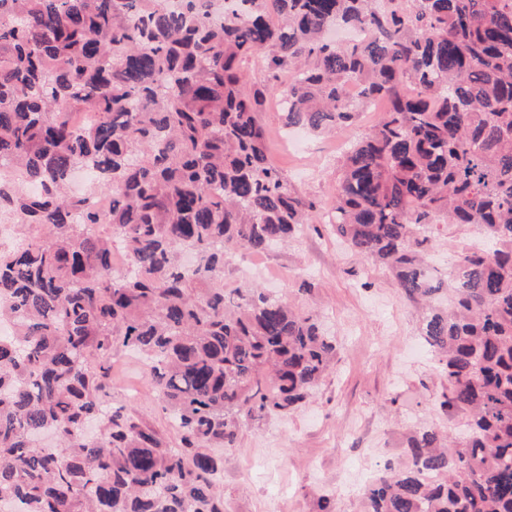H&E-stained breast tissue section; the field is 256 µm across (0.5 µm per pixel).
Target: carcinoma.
Wrapping results in <instances>:
<instances>
[{
	"label": "carcinoma",
	"instance_id": "1",
	"mask_svg": "<svg viewBox=\"0 0 512 512\" xmlns=\"http://www.w3.org/2000/svg\"><path fill=\"white\" fill-rule=\"evenodd\" d=\"M332 27L370 37L339 46ZM273 95L317 134L385 102L341 159L331 227L422 305L441 406L464 414L454 438L417 430L366 512H512V0H230L222 23L206 0H0V216L40 231L0 249L14 512H226L216 449L335 367L313 314L224 288L230 257L314 223L269 159ZM77 168L109 210L70 193ZM440 217L485 238L445 281L425 264ZM119 349L143 358L178 446L112 403Z\"/></svg>",
	"mask_w": 512,
	"mask_h": 512
}]
</instances>
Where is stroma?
<instances>
[{"label": "stroma", "instance_id": "35a3bbf8", "mask_svg": "<svg viewBox=\"0 0 512 512\" xmlns=\"http://www.w3.org/2000/svg\"><path fill=\"white\" fill-rule=\"evenodd\" d=\"M373 113L333 136L307 135L302 150L288 146L279 106L261 114L273 150L271 162L301 195L328 205L339 157L366 133ZM476 228L438 222L430 266L445 272L478 238ZM288 272L276 293L318 314L339 346L336 368L300 409L242 430L224 453L220 491L227 512H319L321 497L336 512H365V485L386 465H399L412 432L436 426L456 432L461 417L439 406L446 383L435 356L419 338L418 307L403 298L391 273L336 239L321 223L262 256ZM312 285L299 295L301 281ZM112 400L129 403L165 429L158 399L132 352L112 359Z\"/></svg>", "mask_w": 512, "mask_h": 512}]
</instances>
